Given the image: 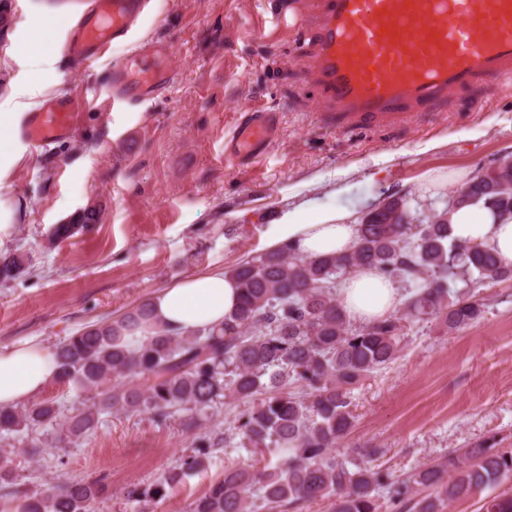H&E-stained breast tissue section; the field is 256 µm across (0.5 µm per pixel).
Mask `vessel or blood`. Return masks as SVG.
<instances>
[{"instance_id":"1","label":"vessel or blood","mask_w":512,"mask_h":512,"mask_svg":"<svg viewBox=\"0 0 512 512\" xmlns=\"http://www.w3.org/2000/svg\"><path fill=\"white\" fill-rule=\"evenodd\" d=\"M63 53L89 67L127 40L148 0H77ZM311 76L333 111L368 122L431 104L478 75L512 74V0H325ZM154 47L112 71V99L154 100L172 83ZM61 95L25 114L20 138L43 149L67 137L81 112ZM275 138L271 113L254 111L224 145L228 161L253 162Z\"/></svg>"}]
</instances>
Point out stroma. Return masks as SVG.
<instances>
[{
  "label": "stroma",
  "instance_id": "35a3bbf8",
  "mask_svg": "<svg viewBox=\"0 0 512 512\" xmlns=\"http://www.w3.org/2000/svg\"><path fill=\"white\" fill-rule=\"evenodd\" d=\"M18 4L0 27V107L12 108L14 89L26 86L35 101L72 94L86 108L45 152L17 136L7 143L22 159L0 172V200L12 212L0 256L29 262L0 281V347L28 338L56 346L183 279L266 252L275 221L307 196L308 181L324 206L351 210L408 193L426 173L477 170L512 154V87L500 76L382 123L324 107L309 76L321 0H152L130 40L89 68L59 48L65 15L56 0ZM142 42L165 50L175 80L147 105H114L112 67ZM37 55L48 61L40 75ZM253 108L272 112L273 147L255 165L225 161V140ZM92 204L97 224L48 247L54 225ZM479 295L487 311L475 326L446 334L420 325L395 362L353 388L357 421L341 448L377 449L374 465L397 475L486 439L512 450V282L485 284ZM246 409L228 399L204 422L202 431L226 441L165 500L138 506L126 493L195 454L197 433L174 419L112 414L64 448L45 431L38 461L16 449L0 504L103 476L94 512H190L228 463L271 462L241 446L235 420Z\"/></svg>",
  "mask_w": 512,
  "mask_h": 512
}]
</instances>
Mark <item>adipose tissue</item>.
Wrapping results in <instances>:
<instances>
[{"instance_id":"ef3b65f1","label":"adipose tissue","mask_w":512,"mask_h":512,"mask_svg":"<svg viewBox=\"0 0 512 512\" xmlns=\"http://www.w3.org/2000/svg\"><path fill=\"white\" fill-rule=\"evenodd\" d=\"M452 237L468 246L490 249L512 264V214L476 204H460L449 215ZM358 225L353 213L323 206L315 196L290 206L268 241L270 248L289 242L305 255L351 251ZM350 322L365 325L392 313L402 296L396 284L362 269L336 291ZM234 281L214 267L163 289L153 306L158 320L181 329L213 326L236 305ZM57 375L55 351L37 339L0 348V406L13 407L40 395Z\"/></svg>"}]
</instances>
